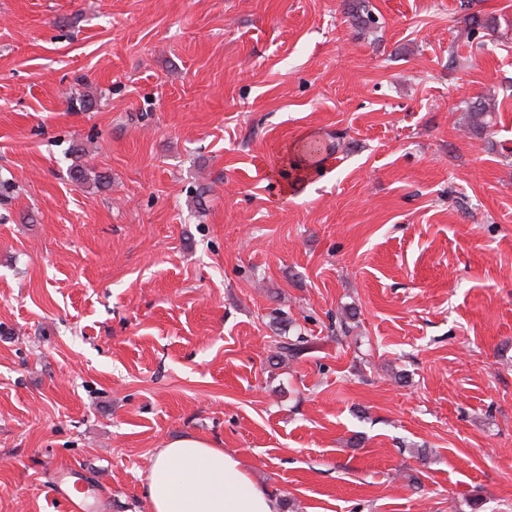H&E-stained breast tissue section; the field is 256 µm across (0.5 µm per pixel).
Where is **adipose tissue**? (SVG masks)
Returning a JSON list of instances; mask_svg holds the SVG:
<instances>
[{
    "instance_id": "ef3b65f1",
    "label": "adipose tissue",
    "mask_w": 512,
    "mask_h": 512,
    "mask_svg": "<svg viewBox=\"0 0 512 512\" xmlns=\"http://www.w3.org/2000/svg\"><path fill=\"white\" fill-rule=\"evenodd\" d=\"M143 494L150 512H280L234 452L194 435L155 449Z\"/></svg>"
}]
</instances>
